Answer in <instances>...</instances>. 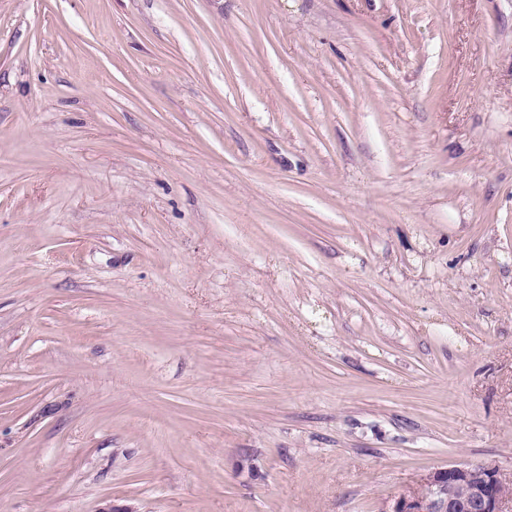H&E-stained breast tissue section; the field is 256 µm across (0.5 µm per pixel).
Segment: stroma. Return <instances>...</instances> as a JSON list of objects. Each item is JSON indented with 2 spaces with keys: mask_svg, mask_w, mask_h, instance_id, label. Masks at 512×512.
Listing matches in <instances>:
<instances>
[{
  "mask_svg": "<svg viewBox=\"0 0 512 512\" xmlns=\"http://www.w3.org/2000/svg\"><path fill=\"white\" fill-rule=\"evenodd\" d=\"M512 474V0H0V512H390ZM512 476L493 464L436 469L390 512H511Z\"/></svg>",
  "mask_w": 512,
  "mask_h": 512,
  "instance_id": "35a3bbf8",
  "label": "stroma"
}]
</instances>
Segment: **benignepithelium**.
Segmentation results:
<instances>
[{
    "label": "benign epithelium",
    "instance_id": "7a95c632",
    "mask_svg": "<svg viewBox=\"0 0 512 512\" xmlns=\"http://www.w3.org/2000/svg\"><path fill=\"white\" fill-rule=\"evenodd\" d=\"M390 512H512V476L487 463L440 468Z\"/></svg>",
    "mask_w": 512,
    "mask_h": 512
}]
</instances>
